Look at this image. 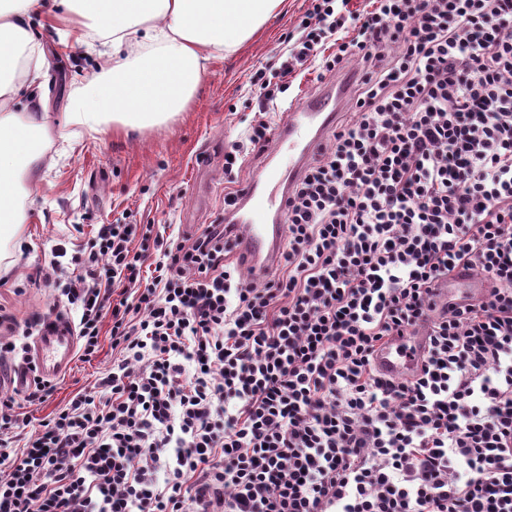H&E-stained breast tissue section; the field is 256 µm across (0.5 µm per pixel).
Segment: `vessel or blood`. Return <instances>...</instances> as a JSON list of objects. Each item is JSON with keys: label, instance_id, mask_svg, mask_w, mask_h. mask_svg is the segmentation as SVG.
I'll return each mask as SVG.
<instances>
[{"label": "vessel or blood", "instance_id": "obj_1", "mask_svg": "<svg viewBox=\"0 0 512 512\" xmlns=\"http://www.w3.org/2000/svg\"><path fill=\"white\" fill-rule=\"evenodd\" d=\"M335 121L336 89L329 86L290 107L285 120L274 128L275 163L255 173L243 192L235 220L237 252L244 255L247 265L254 270L263 271L276 263L282 245V227L269 223L268 218L284 211L292 179L318 153L319 133ZM485 288V281L465 266H457L437 282L435 306L446 309L482 293ZM424 347L425 338L419 334L393 337L378 348L375 364L384 374L410 376ZM76 350L77 336L71 321L60 314L52 315L29 346L25 366L10 372L0 367V387L10 385L21 389L36 377L56 380L70 369Z\"/></svg>", "mask_w": 512, "mask_h": 512}]
</instances>
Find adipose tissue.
Listing matches in <instances>:
<instances>
[{"label":"adipose tissue","instance_id":"adipose-tissue-1","mask_svg":"<svg viewBox=\"0 0 512 512\" xmlns=\"http://www.w3.org/2000/svg\"><path fill=\"white\" fill-rule=\"evenodd\" d=\"M284 0H61L76 39L102 42L95 71L73 94L68 123L153 126L184 111L208 61L236 50ZM37 0H0V236L15 237L17 194L43 157L47 133L42 64L31 24ZM26 84L25 113L13 104Z\"/></svg>","mask_w":512,"mask_h":512}]
</instances>
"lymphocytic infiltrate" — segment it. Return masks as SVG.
Segmentation results:
<instances>
[{
	"label": "lymphocytic infiltrate",
	"mask_w": 512,
	"mask_h": 512,
	"mask_svg": "<svg viewBox=\"0 0 512 512\" xmlns=\"http://www.w3.org/2000/svg\"><path fill=\"white\" fill-rule=\"evenodd\" d=\"M337 2L253 73L224 148L231 186L298 75L358 63L276 265L223 224L100 225L59 289L82 359L111 318L112 370L35 428L0 399V512H512V0ZM460 264L489 288L435 312ZM417 330L416 374H379Z\"/></svg>",
	"instance_id": "obj_1"
}]
</instances>
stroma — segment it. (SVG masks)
Listing matches in <instances>:
<instances>
[{
	"label": "stroma",
	"instance_id": "obj_1",
	"mask_svg": "<svg viewBox=\"0 0 512 512\" xmlns=\"http://www.w3.org/2000/svg\"><path fill=\"white\" fill-rule=\"evenodd\" d=\"M311 0H285L262 28L233 52L212 59L184 112L162 126L104 127L93 133L67 123L69 99L97 58L67 38L55 0H42L33 27L48 65L45 101L51 130L42 147L51 159L17 205L24 222L18 239L0 238V314L25 322L48 309L72 315L65 298L38 280L53 254L60 278L76 274L70 257L99 225L177 224L194 233L224 218V147L241 137L254 117L244 89L257 68L277 61L289 32ZM112 367L109 337L96 358L75 359L43 404L24 406L32 424L48 419L77 393L92 389Z\"/></svg>",
	"mask_w": 512,
	"mask_h": 512
}]
</instances>
